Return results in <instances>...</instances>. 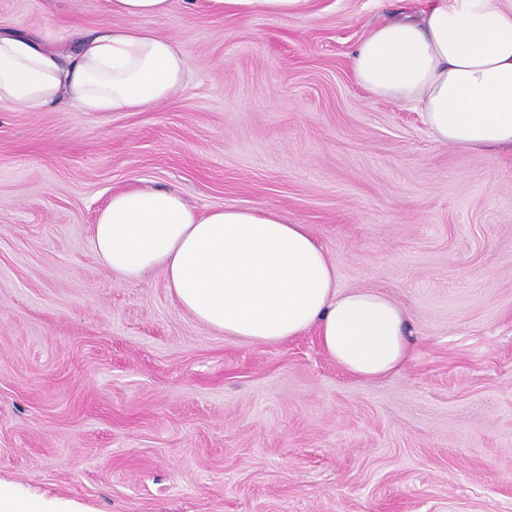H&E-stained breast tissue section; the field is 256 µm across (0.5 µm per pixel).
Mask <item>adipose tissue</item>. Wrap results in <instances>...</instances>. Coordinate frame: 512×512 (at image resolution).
Instances as JSON below:
<instances>
[{"label": "adipose tissue", "instance_id": "ef3b65f1", "mask_svg": "<svg viewBox=\"0 0 512 512\" xmlns=\"http://www.w3.org/2000/svg\"><path fill=\"white\" fill-rule=\"evenodd\" d=\"M222 11L303 14L310 0H213ZM175 0H107L116 25L76 53L0 30V108L41 112L67 102L82 112H138L185 79L182 51L139 27ZM371 96L422 112L433 138L465 150L512 149V0H426L416 14L373 27L351 56ZM95 254L116 278L161 271L183 309L209 329L278 344L316 330L349 374L378 379L409 358L407 318L387 295L343 288L306 225L274 209L200 211L176 192L114 194L92 226Z\"/></svg>", "mask_w": 512, "mask_h": 512}]
</instances>
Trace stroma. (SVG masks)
Returning <instances> with one entry per match:
<instances>
[{"mask_svg":"<svg viewBox=\"0 0 512 512\" xmlns=\"http://www.w3.org/2000/svg\"><path fill=\"white\" fill-rule=\"evenodd\" d=\"M422 0H311L297 17L210 0L140 27L187 73L139 112L0 109V479L80 512H512V150L438 144L367 94L351 55ZM61 51L106 0H0ZM307 225L343 288L406 312L411 358L354 377L316 332L206 328L162 273L115 278L91 228L113 194Z\"/></svg>","mask_w":512,"mask_h":512,"instance_id":"1","label":"stroma"}]
</instances>
